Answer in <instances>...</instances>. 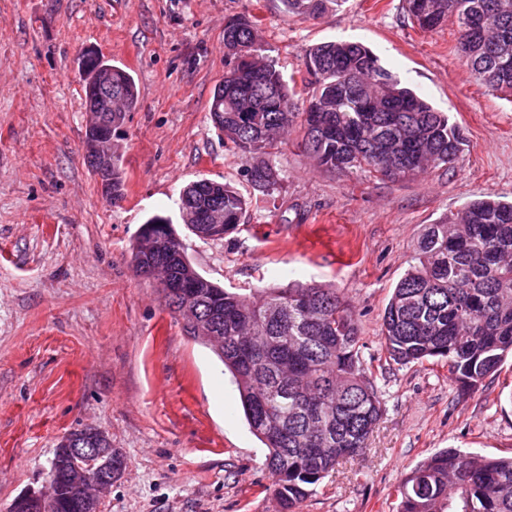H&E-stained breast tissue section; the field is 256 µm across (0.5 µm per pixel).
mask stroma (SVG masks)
Masks as SVG:
<instances>
[{
	"instance_id": "stroma-1",
	"label": "stroma",
	"mask_w": 512,
	"mask_h": 512,
	"mask_svg": "<svg viewBox=\"0 0 512 512\" xmlns=\"http://www.w3.org/2000/svg\"><path fill=\"white\" fill-rule=\"evenodd\" d=\"M234 15L257 18L300 105L311 47L364 43L461 127L459 160L415 178L346 175L319 167L294 128L272 156L278 184L253 187L209 112ZM87 49L128 70L138 92L118 140L116 205L85 158ZM200 179L248 200L223 239L200 240L181 219L180 192ZM486 197L512 200V96L470 74L455 22L420 30L405 0H327L315 19L279 0H0V512L45 485L62 437L85 425L127 463L99 512H282L231 374L131 265L156 214L227 290L314 282L337 289L359 326L382 417L365 453L299 512H397L396 487L441 449L511 456V357L465 393L446 366L393 362L381 337L424 230Z\"/></svg>"
}]
</instances>
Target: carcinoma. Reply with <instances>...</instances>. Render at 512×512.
<instances>
[{"label": "carcinoma", "instance_id": "carcinoma-1", "mask_svg": "<svg viewBox=\"0 0 512 512\" xmlns=\"http://www.w3.org/2000/svg\"><path fill=\"white\" fill-rule=\"evenodd\" d=\"M287 15L315 17L326 0H280ZM423 31L455 20L472 75L488 89L512 95V65L493 57L492 33L512 46V0H406ZM228 59L224 81L209 112L214 126L246 157L247 170L268 190L277 183L272 149L297 116L293 89L257 37V19L235 16L224 26ZM312 93L302 112L303 145L316 163L347 175L400 179L446 166L463 152L465 137L448 115L403 86L362 43L329 41L303 60ZM112 93L136 108L135 81L111 66ZM85 106L104 109L101 92L84 84ZM121 157L112 161V203L123 197ZM180 200L224 212V233L240 224L245 197L227 183L202 179ZM140 232L155 237L150 252L132 247L136 271L150 276L161 264L178 287L163 292L174 313L195 307L190 335H214L211 344L234 377L248 425L267 449L266 467L283 512H298L311 487L343 460L355 459L382 415V401L360 355L358 327L334 288L316 284L271 288L259 294L229 291L201 275L183 248L166 245L176 235L169 219L152 216ZM382 335L389 359L399 364H448L471 390L512 355V202L477 199L428 226L414 263L397 282L385 308ZM79 448H108L106 438L69 432ZM64 447L52 466L74 468ZM399 512H512V457H486L456 449L438 452L397 489ZM31 512H87L69 485Z\"/></svg>", "mask_w": 512, "mask_h": 512}]
</instances>
